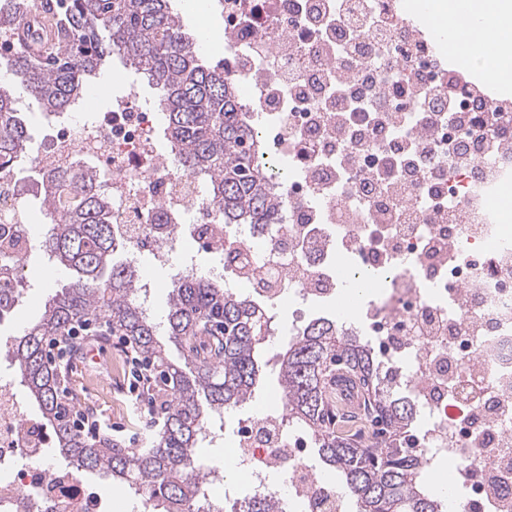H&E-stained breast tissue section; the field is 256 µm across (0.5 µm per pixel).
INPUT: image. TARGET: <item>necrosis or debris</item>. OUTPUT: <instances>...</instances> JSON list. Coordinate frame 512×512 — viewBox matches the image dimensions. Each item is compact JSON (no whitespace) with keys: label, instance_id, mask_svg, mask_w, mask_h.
<instances>
[{"label":"necrosis or debris","instance_id":"necrosis-or-debris-1","mask_svg":"<svg viewBox=\"0 0 512 512\" xmlns=\"http://www.w3.org/2000/svg\"><path fill=\"white\" fill-rule=\"evenodd\" d=\"M224 73L287 175L272 224L217 220L198 179L159 146L162 122L136 86L98 112L53 117L42 173L93 164L131 253L160 268L198 247L232 291L271 281V302H326L350 285L337 259L377 276L360 308L371 350L426 417L430 467L454 465L451 512H512V226L493 202L512 180V101L474 116L435 33L399 0H217ZM404 96L392 94L393 83ZM31 193L0 176V286L16 287L44 236ZM278 407L242 421L225 462L206 465L216 512L226 464L257 493L279 477L292 512H344L335 485L312 486L306 432ZM46 427L0 374V512H112L111 497L47 461Z\"/></svg>","mask_w":512,"mask_h":512}]
</instances>
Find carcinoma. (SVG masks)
I'll return each mask as SVG.
<instances>
[{
    "instance_id": "1",
    "label": "carcinoma",
    "mask_w": 512,
    "mask_h": 512,
    "mask_svg": "<svg viewBox=\"0 0 512 512\" xmlns=\"http://www.w3.org/2000/svg\"><path fill=\"white\" fill-rule=\"evenodd\" d=\"M33 0H0V37L13 35L16 16L36 12ZM62 47L45 62L19 43L6 56L27 95L48 113L67 112L103 67L117 57L142 72L160 91L164 130L179 148L178 166L206 181L218 220L272 224L284 202L264 159L265 144L220 66L206 65L183 29L171 0H54ZM12 90L0 85V168L29 158L30 133ZM49 233L43 252L75 272L14 343L19 383L53 429L58 449L82 473L115 479L155 501L156 512H199L206 473L195 448L208 419L252 397L260 354L273 332V316L257 300L225 291L206 276L173 284L166 316L167 341L137 301L141 275L116 259L128 249L112 224V212L89 169L49 176ZM99 319L128 337L154 375L163 419L152 446L122 448L110 438L94 442L74 430L57 394L45 339L72 325ZM181 353L173 363L167 344ZM349 375L369 407L376 433L336 428L327 397L329 376ZM288 423L304 429L322 465L341 479L346 503L357 512H448L441 493L424 479L426 456L416 448L414 404L391 386L369 345L328 318H315L288 343L279 373ZM239 512H280L275 494L256 493Z\"/></svg>"
}]
</instances>
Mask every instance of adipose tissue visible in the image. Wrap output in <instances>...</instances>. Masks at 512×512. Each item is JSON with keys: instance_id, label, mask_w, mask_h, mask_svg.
<instances>
[{"instance_id": "ef3b65f1", "label": "adipose tissue", "mask_w": 512, "mask_h": 512, "mask_svg": "<svg viewBox=\"0 0 512 512\" xmlns=\"http://www.w3.org/2000/svg\"><path fill=\"white\" fill-rule=\"evenodd\" d=\"M456 53L474 60L489 77L512 75V0H416Z\"/></svg>"}]
</instances>
